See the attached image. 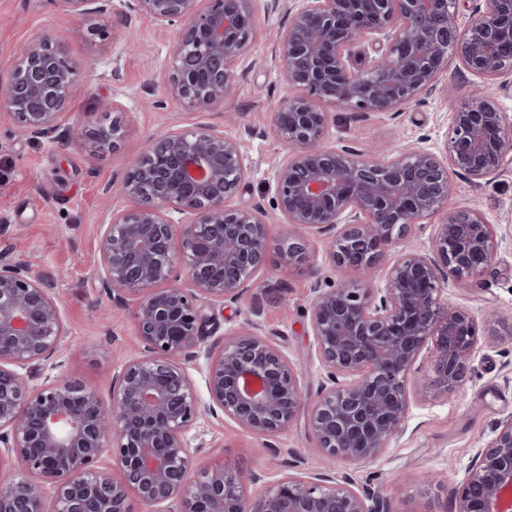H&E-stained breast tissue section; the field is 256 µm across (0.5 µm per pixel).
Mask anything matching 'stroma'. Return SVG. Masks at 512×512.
I'll return each instance as SVG.
<instances>
[{
  "label": "stroma",
  "mask_w": 512,
  "mask_h": 512,
  "mask_svg": "<svg viewBox=\"0 0 512 512\" xmlns=\"http://www.w3.org/2000/svg\"><path fill=\"white\" fill-rule=\"evenodd\" d=\"M296 0H253L255 36L241 65L234 94L223 105L202 111L163 96L172 64L177 27L133 17L122 26L112 8L76 18L56 0H0V77L22 43L49 36L65 43L76 65L77 90L60 128L59 141L21 135L0 112V251L22 249L59 301L65 333L49 359L25 369L31 385L67 375L94 388L104 405L112 403V378L140 356L133 314L136 297L112 303L102 288L99 240L113 212L131 208L123 197L105 201L102 187L121 177L149 140L167 131L207 125L240 140L250 173L231 199L234 207L264 203L274 208L273 173L287 147L272 117L294 90L283 80L275 60L278 38L294 14ZM473 76L450 60L436 85L399 112L365 114L330 109L321 146L364 149L380 136L387 152L421 146L441 153L448 133V103L466 93ZM162 98L147 107L149 97ZM124 115V136L116 150L92 151L77 138L80 126L106 123L108 109ZM452 208H473L494 224L502 243L493 267L470 287L444 285L441 298L483 316L496 309L512 318V153L503 167L482 184L451 174ZM285 224L269 227L267 262L257 287L237 301L215 307L219 334L234 331L245 319L257 322L302 373L307 402H314L325 380L310 316L317 282L355 285L358 275L333 267L326 236L309 238L304 260L290 265L280 257ZM512 414V344H481L471 377L453 396L430 394L414 399L408 426L373 462L334 460L317 445L300 411L288 430L259 440L224 418H204L186 434L203 467H225L260 480L257 494L287 475L349 477L355 488L387 500L390 512H453L452 488L471 460L473 448L486 444L497 424Z\"/></svg>",
  "instance_id": "35a3bbf8"
}]
</instances>
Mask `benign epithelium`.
Instances as JSON below:
<instances>
[{"label": "benign epithelium", "instance_id": "1", "mask_svg": "<svg viewBox=\"0 0 512 512\" xmlns=\"http://www.w3.org/2000/svg\"><path fill=\"white\" fill-rule=\"evenodd\" d=\"M83 16L112 0H56ZM252 0H125L120 22L147 15L179 25L168 95L191 109L224 103L235 87L254 30ZM278 43L281 75L298 91L274 112L288 153L275 165L277 209L289 231L281 258L307 250L310 233L329 236L333 267L362 274L351 287H314L311 329L327 372L309 422L328 456L373 461L403 433L411 377L420 388L454 394L467 380L481 338L512 340V323L491 311L478 319L445 304L441 283L466 288L494 263V225L475 209L446 213L431 248L412 245L417 226L446 207L449 172L475 184L496 174L512 152V118L491 86L512 77V0H486L462 28L457 0H300ZM94 8H89V5ZM386 44L364 69L348 49L362 39ZM457 59L478 81L450 102L446 161L421 149L372 155L318 145L324 106L398 112ZM77 67L64 44L42 36L14 52L0 80V108L19 132L54 140L76 89ZM98 151L116 146L120 115L104 128L77 131ZM248 175L240 141L208 126L167 132L148 144L123 176L106 184L134 206L112 213L100 238L99 277L112 301L139 296L134 312L142 355L112 381V407L79 379L33 386L18 369L44 361L64 335L59 302L22 254L0 253V464L18 473L0 482V512H46L42 486L55 489L53 512H127L130 495L159 512H389L385 501L348 479L283 477L270 491L222 464L190 477L186 433L203 414H219L259 439L285 432L305 402L300 370L247 320L210 346L205 306L235 302L256 284L268 248V215L233 208ZM187 217L174 222L171 213ZM179 241V247L173 242ZM386 288L370 282L389 252ZM207 351V401L187 364ZM112 456L114 474L98 468ZM454 512H512V415L473 450L454 488Z\"/></svg>", "mask_w": 512, "mask_h": 512}]
</instances>
